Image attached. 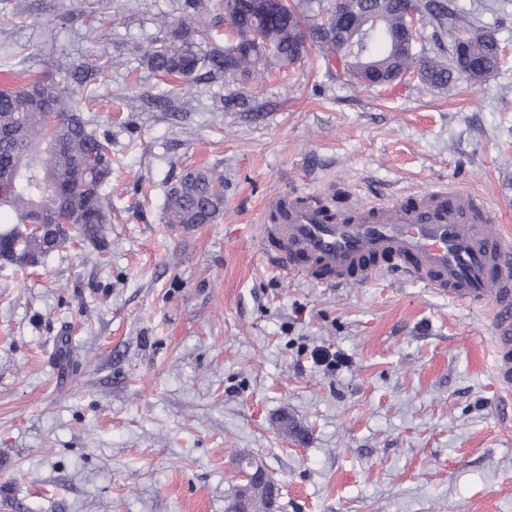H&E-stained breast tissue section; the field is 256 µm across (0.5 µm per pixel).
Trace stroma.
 I'll return each mask as SVG.
<instances>
[{
	"mask_svg": "<svg viewBox=\"0 0 512 512\" xmlns=\"http://www.w3.org/2000/svg\"><path fill=\"white\" fill-rule=\"evenodd\" d=\"M80 2L0 0V89L53 79L112 140L107 249L0 265V512H225L244 455L281 512H512L490 306L398 272L289 278L259 246L264 202L296 188L331 209L465 189L512 233V0H451L503 54L443 89L351 83L314 45L256 83L159 76L129 49L180 0L69 20ZM206 168L223 215L164 223L170 185Z\"/></svg>",
	"mask_w": 512,
	"mask_h": 512,
	"instance_id": "35a3bbf8",
	"label": "stroma"
}]
</instances>
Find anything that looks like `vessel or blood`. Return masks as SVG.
<instances>
[{"instance_id":"vessel-or-blood-1","label":"vessel or blood","mask_w":512,"mask_h":512,"mask_svg":"<svg viewBox=\"0 0 512 512\" xmlns=\"http://www.w3.org/2000/svg\"><path fill=\"white\" fill-rule=\"evenodd\" d=\"M496 221L467 190L434 188L408 202L354 198L337 217L295 192L269 200L260 240L289 276L336 288L397 270L457 304L491 303L495 380L511 396L512 243L492 231Z\"/></svg>"}]
</instances>
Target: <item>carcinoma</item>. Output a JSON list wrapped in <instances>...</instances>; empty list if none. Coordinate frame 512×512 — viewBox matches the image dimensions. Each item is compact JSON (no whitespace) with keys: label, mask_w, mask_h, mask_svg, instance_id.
Segmentation results:
<instances>
[{"label":"carcinoma","mask_w":512,"mask_h":512,"mask_svg":"<svg viewBox=\"0 0 512 512\" xmlns=\"http://www.w3.org/2000/svg\"><path fill=\"white\" fill-rule=\"evenodd\" d=\"M209 2L184 0L185 15L177 24L159 28L152 45L141 49L139 65L185 81L204 76L230 84L297 63L312 41L355 84L367 65L385 82L416 68L434 87L448 84L456 74L483 82L499 66L492 35L480 29L467 32L462 51L452 40L446 62L439 54L429 56L394 40L406 26L401 0H330L325 11L338 9L344 19L338 30L309 23L310 0L274 8L268 0H222L224 19L237 39L249 44L227 57L217 43L205 51L200 47V42L211 41ZM416 7L420 20L441 29L447 26L450 11L445 0H416ZM59 141L66 145L62 154L51 149ZM111 180V139L97 134L90 118L72 105L58 83L39 78L0 90V213L13 216L12 224L0 226V241L19 243L15 265L33 264L74 239L104 251L112 223L106 193ZM223 211L224 175L189 170L167 191L164 221L189 229L214 223ZM36 212L66 221L73 234H24L23 224ZM266 493L263 484L249 485L253 512H262Z\"/></svg>","instance_id":"1"}]
</instances>
